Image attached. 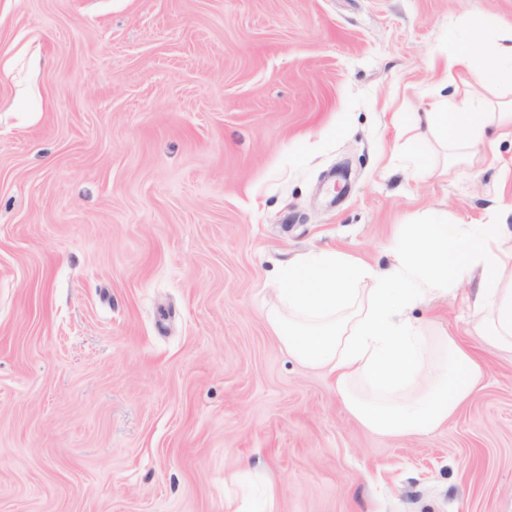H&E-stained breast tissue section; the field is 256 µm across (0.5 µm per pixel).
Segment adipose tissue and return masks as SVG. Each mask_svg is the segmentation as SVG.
Masks as SVG:
<instances>
[{
	"label": "adipose tissue",
	"instance_id": "ef3b65f1",
	"mask_svg": "<svg viewBox=\"0 0 512 512\" xmlns=\"http://www.w3.org/2000/svg\"><path fill=\"white\" fill-rule=\"evenodd\" d=\"M466 31L491 48L465 47L436 60L438 85L460 84L464 91L434 102L427 130L449 149L482 146L494 162L498 152L487 128L512 135V99L494 103L486 93L512 87V26L474 15ZM476 271L472 343L410 318V310L448 295ZM280 282L265 310L269 329L295 360L327 372L350 414L379 434L440 428L484 376L476 346L512 353V226L506 224H408L388 267L322 251L289 265Z\"/></svg>",
	"mask_w": 512,
	"mask_h": 512
}]
</instances>
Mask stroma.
<instances>
[{"instance_id":"obj_1","label":"stroma","mask_w":512,"mask_h":512,"mask_svg":"<svg viewBox=\"0 0 512 512\" xmlns=\"http://www.w3.org/2000/svg\"><path fill=\"white\" fill-rule=\"evenodd\" d=\"M512 0H0V512H512V355L447 424L363 427L281 348L282 269L512 225V140L450 158L434 58ZM478 278L416 308L466 337Z\"/></svg>"}]
</instances>
